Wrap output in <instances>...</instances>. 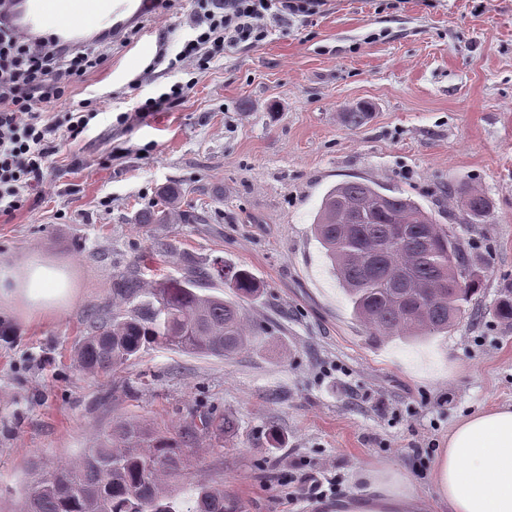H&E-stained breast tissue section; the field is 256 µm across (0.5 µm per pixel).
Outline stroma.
<instances>
[{"instance_id":"obj_1","label":"stroma","mask_w":512,"mask_h":512,"mask_svg":"<svg viewBox=\"0 0 512 512\" xmlns=\"http://www.w3.org/2000/svg\"><path fill=\"white\" fill-rule=\"evenodd\" d=\"M194 0L149 13L113 42L75 99L111 100L84 137L58 139L45 192L7 224L0 255L46 251L67 263L79 300L35 327L0 315V512H19L33 463L78 456L117 417L180 427L202 414L230 426L186 451L188 480L222 485L243 512H324L366 486L367 470L407 472L431 503L433 463L461 417L512 404V0H324L307 21L205 70L132 89L153 58L143 45L185 36ZM193 92L145 123L117 125L178 80ZM365 113L348 128L344 114ZM366 180L401 190L456 228L483 274L449 331L379 342L352 314L312 230L324 189ZM183 198L165 224L136 223L168 185ZM491 201L469 223L452 190ZM206 211L204 224L184 223ZM221 258L259 283L245 299L260 343L230 357L152 345L116 373L89 376L77 348L86 316L114 301L112 283L142 255L145 281L178 277L177 258Z\"/></svg>"}]
</instances>
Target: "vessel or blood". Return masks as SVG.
<instances>
[{
  "label": "vessel or blood",
  "instance_id": "1",
  "mask_svg": "<svg viewBox=\"0 0 512 512\" xmlns=\"http://www.w3.org/2000/svg\"><path fill=\"white\" fill-rule=\"evenodd\" d=\"M140 11L133 0H0V14L18 32L53 34L63 44L112 34V18Z\"/></svg>",
  "mask_w": 512,
  "mask_h": 512
}]
</instances>
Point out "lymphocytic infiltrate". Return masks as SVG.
Masks as SVG:
<instances>
[{
  "instance_id": "lymphocytic-infiltrate-1",
  "label": "lymphocytic infiltrate",
  "mask_w": 512,
  "mask_h": 512,
  "mask_svg": "<svg viewBox=\"0 0 512 512\" xmlns=\"http://www.w3.org/2000/svg\"><path fill=\"white\" fill-rule=\"evenodd\" d=\"M322 0H197L179 44L161 38L152 60L174 72L191 61L208 68L224 51L255 46L270 21L315 13ZM97 43L63 46L16 33L0 19V222L9 223L39 194L59 134L80 139L94 114L72 87L101 64Z\"/></svg>"
}]
</instances>
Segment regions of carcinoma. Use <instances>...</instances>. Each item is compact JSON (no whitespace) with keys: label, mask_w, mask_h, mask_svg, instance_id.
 <instances>
[{"label":"carcinoma","mask_w":512,"mask_h":512,"mask_svg":"<svg viewBox=\"0 0 512 512\" xmlns=\"http://www.w3.org/2000/svg\"><path fill=\"white\" fill-rule=\"evenodd\" d=\"M458 203L470 224L480 223L489 210L475 185L464 188ZM167 220L168 212L155 208L136 217L139 224ZM395 226L408 230L401 247L387 246ZM313 231L355 318L371 336L409 339L445 332L480 289V271L462 251L455 228L437 223L417 201L378 183L330 187ZM215 279L224 281L233 297L206 293ZM452 283L457 288L450 293ZM256 289L250 271L219 259L207 268L189 262L182 277L150 288L136 265L116 280L112 293L129 303L142 296L149 300L95 314L77 349L78 366L91 375L108 373L149 343L203 357L233 355L256 339L241 305ZM226 426L217 414L174 433L116 419L74 460L35 480L24 512H241L219 485L198 481L171 488L182 477L184 447L199 433L220 435Z\"/></svg>","instance_id":"1"}]
</instances>
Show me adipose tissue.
<instances>
[{
    "instance_id": "obj_1",
    "label": "adipose tissue",
    "mask_w": 512,
    "mask_h": 512,
    "mask_svg": "<svg viewBox=\"0 0 512 512\" xmlns=\"http://www.w3.org/2000/svg\"><path fill=\"white\" fill-rule=\"evenodd\" d=\"M78 294L68 271L47 252L0 259V311L26 324L55 319ZM367 482L338 512H417L408 474L384 465L371 470ZM432 484L442 512H512V405L463 417L435 462Z\"/></svg>"
}]
</instances>
